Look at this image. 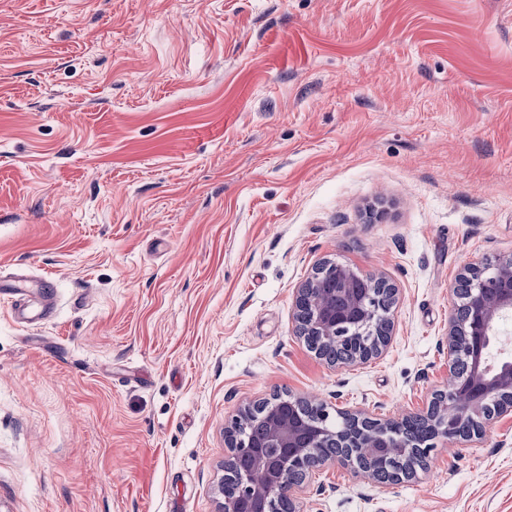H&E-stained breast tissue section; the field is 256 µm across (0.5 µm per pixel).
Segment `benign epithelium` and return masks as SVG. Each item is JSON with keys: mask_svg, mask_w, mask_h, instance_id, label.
Returning a JSON list of instances; mask_svg holds the SVG:
<instances>
[{"mask_svg": "<svg viewBox=\"0 0 512 512\" xmlns=\"http://www.w3.org/2000/svg\"><path fill=\"white\" fill-rule=\"evenodd\" d=\"M397 288L384 277L325 261L297 290L299 336L321 337L332 366L365 363L390 339L378 302L393 305ZM448 322V388L424 413L382 422L363 409L339 413L290 394L240 409L224 426L228 455L220 512H306L308 476L328 462L349 466L378 483L409 479L425 465L437 441L463 443L481 436L495 418L512 416V352L489 368L493 340L512 317V256L467 266Z\"/></svg>", "mask_w": 512, "mask_h": 512, "instance_id": "obj_1", "label": "benign epithelium"}]
</instances>
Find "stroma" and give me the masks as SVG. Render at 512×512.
<instances>
[{
  "mask_svg": "<svg viewBox=\"0 0 512 512\" xmlns=\"http://www.w3.org/2000/svg\"><path fill=\"white\" fill-rule=\"evenodd\" d=\"M509 256L512 0H0V283L50 309L0 306V512H219L277 394L426 411L458 274ZM325 261L397 288L367 363L294 333ZM309 501L512 512V421Z\"/></svg>",
  "mask_w": 512,
  "mask_h": 512,
  "instance_id": "obj_1",
  "label": "stroma"
}]
</instances>
